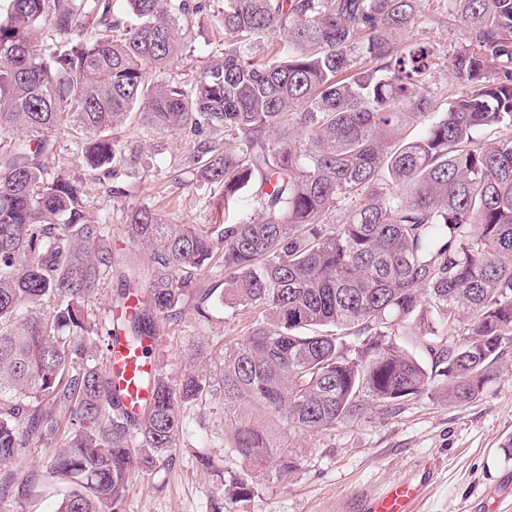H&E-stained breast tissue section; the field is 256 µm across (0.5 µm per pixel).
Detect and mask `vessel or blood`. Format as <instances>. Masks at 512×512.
<instances>
[{"label": "vessel or blood", "instance_id": "1", "mask_svg": "<svg viewBox=\"0 0 512 512\" xmlns=\"http://www.w3.org/2000/svg\"><path fill=\"white\" fill-rule=\"evenodd\" d=\"M108 364L114 385L121 391L122 404L131 413L148 396L143 379L152 372V364L143 348L128 344L124 337L112 338L108 346ZM423 493L420 483L400 480L388 485L369 507L370 512H415Z\"/></svg>", "mask_w": 512, "mask_h": 512}]
</instances>
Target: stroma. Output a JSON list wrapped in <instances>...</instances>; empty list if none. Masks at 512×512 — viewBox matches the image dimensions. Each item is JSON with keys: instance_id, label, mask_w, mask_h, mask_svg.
I'll list each match as a JSON object with an SVG mask.
<instances>
[{"instance_id": "obj_1", "label": "stroma", "mask_w": 512, "mask_h": 512, "mask_svg": "<svg viewBox=\"0 0 512 512\" xmlns=\"http://www.w3.org/2000/svg\"><path fill=\"white\" fill-rule=\"evenodd\" d=\"M452 54L463 31L448 12L446 0H424L408 34ZM140 163L120 181L124 195L113 196L87 183L91 207L108 214L109 244L115 257L128 252L122 229L124 209L152 206L176 224H202L220 207L219 199L186 186L171 187V156L186 149L178 136H142ZM246 319L227 306H215L209 322L192 313L164 325L152 359L171 381L188 368L203 370L213 395L186 421L171 465L151 474L133 473L123 512H366L368 504L392 481L426 478L428 486L416 512H504L512 503V345L507 346L494 379L473 401L457 404L424 395L389 409L376 407L361 419L319 432L288 430L264 414L252 421L264 427L271 448L289 449L296 466L288 481H279L272 462L249 464L234 452V426L242 413L225 403L221 361L212 343L231 345L242 335ZM214 461L204 468L201 457ZM250 473L255 492L248 500L219 490L221 479Z\"/></svg>"}]
</instances>
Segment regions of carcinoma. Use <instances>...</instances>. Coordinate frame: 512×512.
I'll list each match as a JSON object with an SVG mask.
<instances>
[{"mask_svg": "<svg viewBox=\"0 0 512 512\" xmlns=\"http://www.w3.org/2000/svg\"><path fill=\"white\" fill-rule=\"evenodd\" d=\"M0 7V512L64 489L57 512H121L134 472L172 464L189 410L211 385L193 369L144 379L121 410L109 336L142 342L188 308L250 317L224 351V401L239 406L234 450L270 457L247 418L320 431L425 393L469 402L512 343V0H448L464 31L448 57L401 39L423 0H223L224 39L190 80L163 74L195 40L199 0H5ZM454 93L433 111L429 78ZM423 119L417 136L403 116ZM191 135L177 185L248 188L257 220L173 224L131 205L123 231L146 264L115 260L109 219L83 180L110 186L137 163L122 134ZM25 131L15 136L16 130ZM79 135L84 178L51 166ZM340 212L337 221L328 220ZM122 314L90 303L112 273ZM222 280L217 291L212 281ZM442 333L432 366L392 342ZM49 446L41 468L26 449ZM292 454L275 458L281 480ZM248 499L254 482L239 477Z\"/></svg>", "mask_w": 512, "mask_h": 512, "instance_id": "1", "label": "carcinoma"}]
</instances>
